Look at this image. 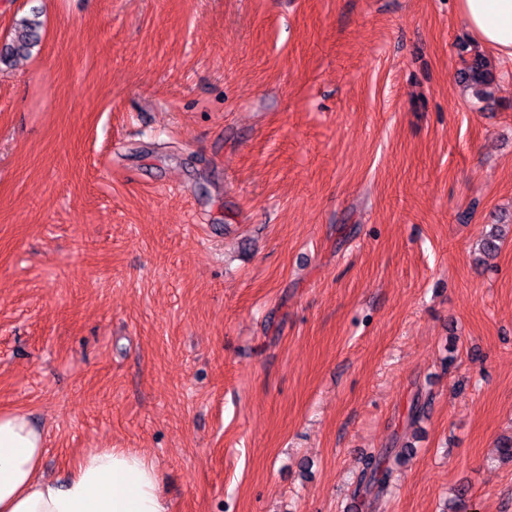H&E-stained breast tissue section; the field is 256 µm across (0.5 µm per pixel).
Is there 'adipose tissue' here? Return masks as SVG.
<instances>
[{"label": "adipose tissue", "instance_id": "adipose-tissue-1", "mask_svg": "<svg viewBox=\"0 0 512 512\" xmlns=\"http://www.w3.org/2000/svg\"><path fill=\"white\" fill-rule=\"evenodd\" d=\"M471 36L512 59V0H456ZM43 433L23 412L0 413V512H168L156 464L131 448L83 453L62 482L39 469Z\"/></svg>", "mask_w": 512, "mask_h": 512}]
</instances>
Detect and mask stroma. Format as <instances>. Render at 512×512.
Listing matches in <instances>:
<instances>
[{
	"mask_svg": "<svg viewBox=\"0 0 512 512\" xmlns=\"http://www.w3.org/2000/svg\"><path fill=\"white\" fill-rule=\"evenodd\" d=\"M34 8L0 65V411L43 474L132 448L170 512H512V61L472 99L454 0H0V48ZM32 17H23L15 23L12 38L0 52V62H8L12 58L29 55L40 40L42 23L38 14L32 12ZM405 461V455L396 452L395 448H383L377 453H370L362 461L356 480V492L371 495L376 491V496L383 494L391 485L395 465Z\"/></svg>",
	"mask_w": 512,
	"mask_h": 512,
	"instance_id": "obj_1",
	"label": "stroma"
}]
</instances>
